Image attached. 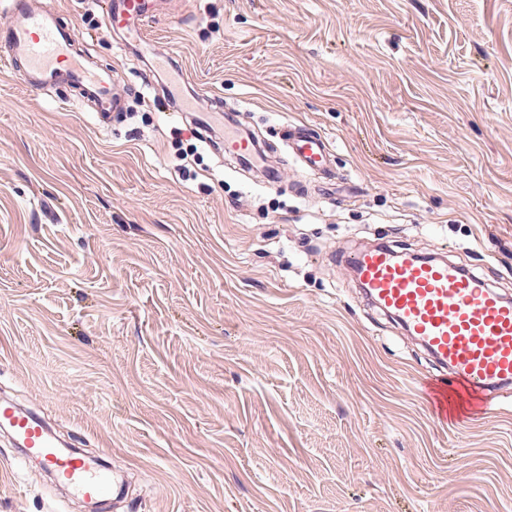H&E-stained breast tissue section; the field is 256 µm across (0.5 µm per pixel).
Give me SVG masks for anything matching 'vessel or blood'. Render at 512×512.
Returning a JSON list of instances; mask_svg holds the SVG:
<instances>
[{"mask_svg":"<svg viewBox=\"0 0 512 512\" xmlns=\"http://www.w3.org/2000/svg\"><path fill=\"white\" fill-rule=\"evenodd\" d=\"M103 17L119 35L117 48L144 52L150 44L145 24L160 16L159 0H105ZM10 21L0 27V67L17 75L30 91L40 94L65 83L78 90L99 124L121 111L112 90V74L77 55L75 26L61 23L47 0H9ZM198 128L218 137L225 154L260 173L263 184L277 185L279 176L256 136L229 115L219 123L197 121ZM285 141L295 165L311 178L314 191L329 183L333 147L322 134L303 125L287 129ZM360 288L385 314L399 323L435 358L443 378L425 382L433 413L448 418V383L493 402L512 384V297L482 277L441 256L422 257L406 248L379 244L345 256ZM0 428L7 430L25 458L37 460L48 472L87 499L122 491V480L110 479L96 462L78 452L63 451L61 441L35 412L13 400H0Z\"/></svg>","mask_w":512,"mask_h":512,"instance_id":"b4317fda","label":"vessel or blood"}]
</instances>
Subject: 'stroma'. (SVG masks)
<instances>
[{
	"label": "stroma",
	"instance_id": "stroma-1",
	"mask_svg": "<svg viewBox=\"0 0 512 512\" xmlns=\"http://www.w3.org/2000/svg\"><path fill=\"white\" fill-rule=\"evenodd\" d=\"M126 101L0 70V388L129 472L124 512H512V387L441 423L420 345L341 260L397 242L512 294V0H164L182 90L274 148L194 179L97 0H49ZM334 147L325 196L285 152ZM0 512H82L0 438Z\"/></svg>",
	"mask_w": 512,
	"mask_h": 512
}]
</instances>
